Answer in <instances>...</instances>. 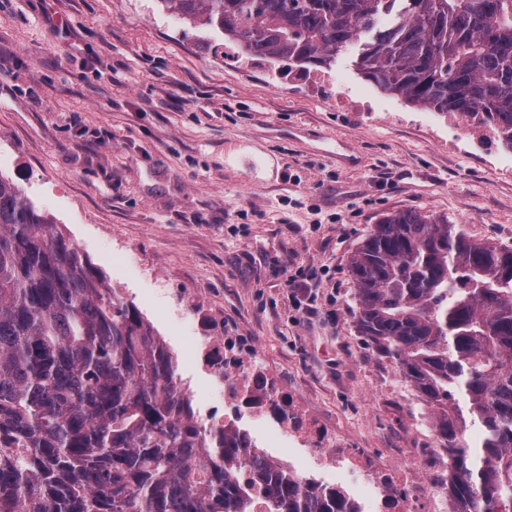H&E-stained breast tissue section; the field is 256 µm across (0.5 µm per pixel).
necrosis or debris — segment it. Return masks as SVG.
Returning a JSON list of instances; mask_svg holds the SVG:
<instances>
[{
	"mask_svg": "<svg viewBox=\"0 0 512 512\" xmlns=\"http://www.w3.org/2000/svg\"><path fill=\"white\" fill-rule=\"evenodd\" d=\"M203 364L221 381L226 405L272 423L305 448V456L273 462L301 482L335 490L340 512H448V459L431 427H415L428 443L426 463L388 465L374 449L356 447L343 431L325 426L313 408L288 400L278 374L242 337H209Z\"/></svg>",
	"mask_w": 512,
	"mask_h": 512,
	"instance_id": "obj_1",
	"label": "necrosis or debris"
}]
</instances>
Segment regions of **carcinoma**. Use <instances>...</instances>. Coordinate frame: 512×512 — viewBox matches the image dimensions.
I'll return each mask as SVG.
<instances>
[{
  "instance_id": "1",
  "label": "carcinoma",
  "mask_w": 512,
  "mask_h": 512,
  "mask_svg": "<svg viewBox=\"0 0 512 512\" xmlns=\"http://www.w3.org/2000/svg\"><path fill=\"white\" fill-rule=\"evenodd\" d=\"M161 3L305 70L356 46L382 92L512 149V0ZM349 271L358 333L434 415L449 512H512V248L405 210ZM256 485L265 512H336L198 421L153 326L0 174V512H253Z\"/></svg>"
}]
</instances>
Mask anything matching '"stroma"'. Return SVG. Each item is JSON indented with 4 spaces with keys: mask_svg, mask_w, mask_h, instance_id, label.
I'll return each mask as SVG.
<instances>
[{
    "mask_svg": "<svg viewBox=\"0 0 512 512\" xmlns=\"http://www.w3.org/2000/svg\"><path fill=\"white\" fill-rule=\"evenodd\" d=\"M355 55L313 79L158 0H0V174L154 326L202 424L242 414L200 339L244 336L285 393L399 460L417 396L358 335L349 261L407 209L511 246L512 149L382 93ZM311 268L309 316L290 281Z\"/></svg>",
    "mask_w": 512,
    "mask_h": 512,
    "instance_id": "stroma-1",
    "label": "stroma"
}]
</instances>
